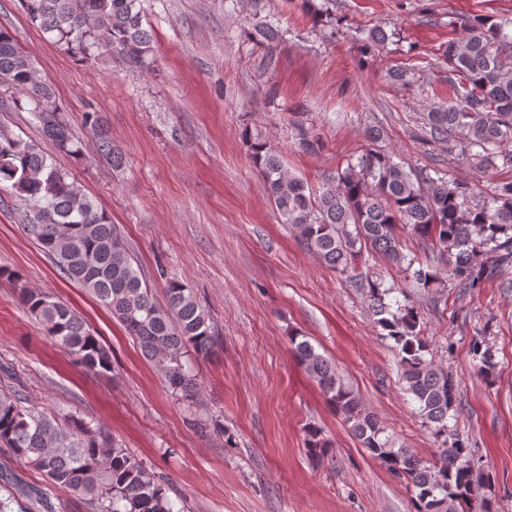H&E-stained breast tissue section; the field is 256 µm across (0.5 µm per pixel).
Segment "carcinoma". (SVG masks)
I'll return each mask as SVG.
<instances>
[{
	"label": "carcinoma",
	"instance_id": "carcinoma-1",
	"mask_svg": "<svg viewBox=\"0 0 512 512\" xmlns=\"http://www.w3.org/2000/svg\"><path fill=\"white\" fill-rule=\"evenodd\" d=\"M28 20L78 61L96 58L103 48L129 68L154 67L152 30L139 0H19ZM266 66L275 65L279 30L254 25ZM462 35L448 41L453 99L420 117L417 138L446 144L478 172L512 168V19L468 16ZM29 112L57 150L76 162L84 158L82 139L61 117L51 86L13 32L0 26V112ZM100 155L120 168L126 159L94 111L85 113ZM372 148L348 162L316 191L291 173L265 141L250 144L255 167L282 223L325 265L365 294L375 324L398 348L405 391L417 404L425 426L440 442L432 462L395 447L378 416L366 408L336 374L332 362L306 340L292 341L297 359L330 405L344 416L369 454L403 480L414 512H472L479 496L473 453L448 425L456 388L448 371L426 357L429 341L414 307L400 300L401 288L378 276L355 274L366 253L405 265L414 285L440 297L448 283L463 290L481 287L500 267L512 263V181L497 185L486 199L472 202L474 187L451 180L437 168L415 169L377 146L379 127L367 131ZM0 189L21 202L23 229L69 280L92 294L136 340L142 355L165 377L177 399L199 403V383L190 356L215 348L208 312L193 289L166 281L165 305L158 304L110 214L78 185L72 173L0 122ZM407 233L430 249L431 262L402 252ZM21 284L25 309L47 335L84 366L112 371L109 351L68 305L22 283L17 271H1ZM0 447L38 471L50 487H66L100 502L99 512H175L155 475L128 449L84 418L65 410L47 415L23 405L18 393L0 390Z\"/></svg>",
	"mask_w": 512,
	"mask_h": 512
}]
</instances>
